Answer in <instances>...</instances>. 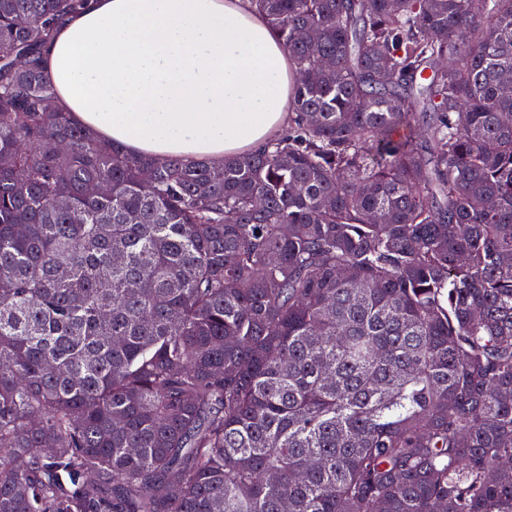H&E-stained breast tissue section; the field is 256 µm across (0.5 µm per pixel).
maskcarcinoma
Wrapping results in <instances>:
<instances>
[{"mask_svg": "<svg viewBox=\"0 0 512 512\" xmlns=\"http://www.w3.org/2000/svg\"><path fill=\"white\" fill-rule=\"evenodd\" d=\"M252 2L293 117L205 165L0 0V512H512V0Z\"/></svg>", "mask_w": 512, "mask_h": 512, "instance_id": "1", "label": "carcinoma"}]
</instances>
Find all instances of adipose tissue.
<instances>
[{
    "instance_id": "1",
    "label": "adipose tissue",
    "mask_w": 512,
    "mask_h": 512,
    "mask_svg": "<svg viewBox=\"0 0 512 512\" xmlns=\"http://www.w3.org/2000/svg\"><path fill=\"white\" fill-rule=\"evenodd\" d=\"M42 57L61 109L133 156L220 163L288 126L295 69L251 0H86Z\"/></svg>"
}]
</instances>
